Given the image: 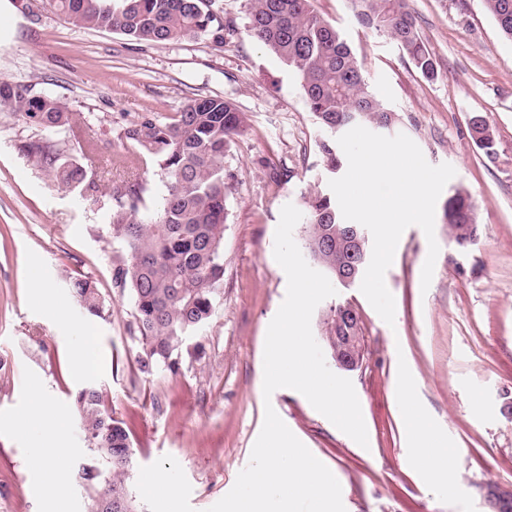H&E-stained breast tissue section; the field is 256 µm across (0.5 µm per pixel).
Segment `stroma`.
Returning <instances> with one entry per match:
<instances>
[{
	"label": "stroma",
	"instance_id": "35a3bbf8",
	"mask_svg": "<svg viewBox=\"0 0 512 512\" xmlns=\"http://www.w3.org/2000/svg\"><path fill=\"white\" fill-rule=\"evenodd\" d=\"M236 32L218 44L202 36L139 43L80 29L44 8L31 22L22 0H0V81L34 84L75 112L102 160L88 169L96 196L65 189L33 165L22 143L43 130L0 112V512H86L81 465L98 456L85 440L74 396L98 388L129 433L135 464L128 487L143 512H206L250 462L273 408L342 487L346 512H491L482 486L512 488V41L482 0H410L436 65L422 76L388 37L363 28L350 0H312L354 52L370 90L390 109V135L410 137L433 165L456 175L445 194L471 199L478 239L459 248L448 239L443 208L434 232L440 247L429 289L421 287L428 253L422 229L407 228L385 283L395 299L387 325L359 285L338 288L365 325V360L350 372L367 428L361 447L300 393L263 396L268 325L286 295L274 259V233L285 204L302 207L327 186L319 144L328 134L310 111L299 79L251 38L249 0H222ZM221 96L244 112L246 125L224 155L232 190L224 223V294L210 321L184 348L177 372H137L138 342L127 329L133 302L112 285L123 249L104 219L110 187L134 175L112 167L123 154V127L138 114L166 118L198 96ZM492 124L498 158L488 162L469 138L468 119ZM39 276L66 300L51 314L31 287ZM84 275L105 301L102 316L73 301L72 278ZM97 339L96 372L74 367L77 325ZM433 430L455 457L454 485L442 490L409 469L408 421L393 390L401 364ZM51 404L47 424L23 434V415ZM64 444L65 482L35 458L34 448ZM163 475L180 491L177 508L153 486Z\"/></svg>",
	"mask_w": 512,
	"mask_h": 512
}]
</instances>
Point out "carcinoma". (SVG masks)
Here are the masks:
<instances>
[{
    "label": "carcinoma",
    "instance_id": "1",
    "mask_svg": "<svg viewBox=\"0 0 512 512\" xmlns=\"http://www.w3.org/2000/svg\"><path fill=\"white\" fill-rule=\"evenodd\" d=\"M502 35L512 40V0H484ZM49 5L79 28L116 31L139 42H169L209 35L218 43L235 32L216 0H49ZM358 22L395 41L416 69L435 76V65L417 28L408 0H351ZM249 32L291 68L300 80L309 109L320 126L336 134L355 123H395V114L370 90L358 61L340 32L311 8V0H249ZM0 112L18 115L49 134L23 146L31 161L66 188L92 196L99 185L87 179L83 161L100 153L99 142L82 134L68 106L36 87L0 82ZM245 127L244 113L219 96L191 99L182 111L162 120L143 112L119 133L131 159L155 163L165 182L161 205L145 203L146 183L137 176L110 191L106 220L124 254L113 263V286L129 292L131 331L140 345L137 369L153 375L164 367L174 372L186 340L212 317L224 284V222L231 183L224 174V154ZM68 133L59 139L54 132ZM469 136L491 162L497 142L487 117L473 115ZM326 170L342 166L331 141L320 145ZM304 248L309 258L336 284L359 281L369 260L363 237L361 262L354 281L339 274L348 267L349 229L364 226L342 219L336 200L321 189L306 199ZM448 238L465 247L478 232L469 198L460 191L444 207ZM75 300L101 316L104 299L86 277L70 281ZM350 304L336 303L323 318L322 340L332 352L336 337L362 336L361 317H350ZM83 431L106 465L85 464L79 478L87 494V512H140L128 488L133 449L122 422L93 386L77 392Z\"/></svg>",
    "mask_w": 512,
    "mask_h": 512
}]
</instances>
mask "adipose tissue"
Masks as SVG:
<instances>
[{
    "label": "adipose tissue",
    "instance_id": "1",
    "mask_svg": "<svg viewBox=\"0 0 512 512\" xmlns=\"http://www.w3.org/2000/svg\"><path fill=\"white\" fill-rule=\"evenodd\" d=\"M394 387L406 415L412 419L408 440L410 454L407 464L419 471L426 479L441 486L450 488L453 479L454 460L441 453L443 440L428 428L418 424L417 419L422 410L415 395L414 373L409 367H401L396 374Z\"/></svg>",
    "mask_w": 512,
    "mask_h": 512
}]
</instances>
